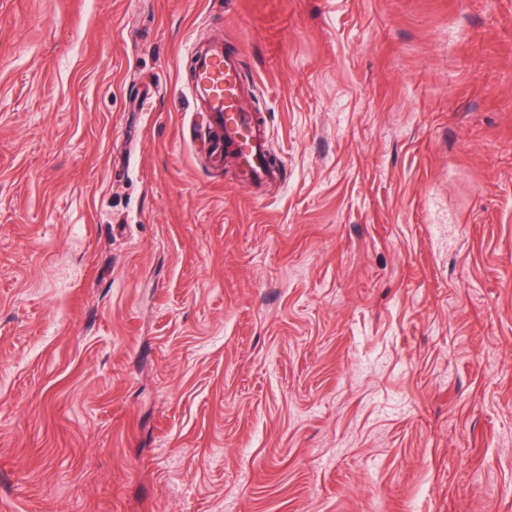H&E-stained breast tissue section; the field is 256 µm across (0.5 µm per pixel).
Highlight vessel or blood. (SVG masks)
<instances>
[{"label":"vessel or blood","instance_id":"b4317fda","mask_svg":"<svg viewBox=\"0 0 512 512\" xmlns=\"http://www.w3.org/2000/svg\"><path fill=\"white\" fill-rule=\"evenodd\" d=\"M192 79L189 91L200 101L212 130L210 158L223 165L232 155L239 171L258 184L274 183L283 170L269 157L266 119L249 109L243 98L244 65L240 50L216 37L201 49L191 48Z\"/></svg>","mask_w":512,"mask_h":512}]
</instances>
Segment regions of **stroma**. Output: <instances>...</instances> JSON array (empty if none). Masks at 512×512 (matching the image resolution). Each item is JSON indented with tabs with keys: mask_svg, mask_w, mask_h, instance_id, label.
I'll return each mask as SVG.
<instances>
[{
	"mask_svg": "<svg viewBox=\"0 0 512 512\" xmlns=\"http://www.w3.org/2000/svg\"><path fill=\"white\" fill-rule=\"evenodd\" d=\"M0 512H512V0H0ZM190 57L193 69L189 91L208 117L212 162L224 165L227 153L253 182L280 181L283 169L270 160L266 119L244 103L242 52L228 49L224 38L216 37L204 48L193 45Z\"/></svg>",
	"mask_w": 512,
	"mask_h": 512,
	"instance_id": "obj_1",
	"label": "stroma"
}]
</instances>
